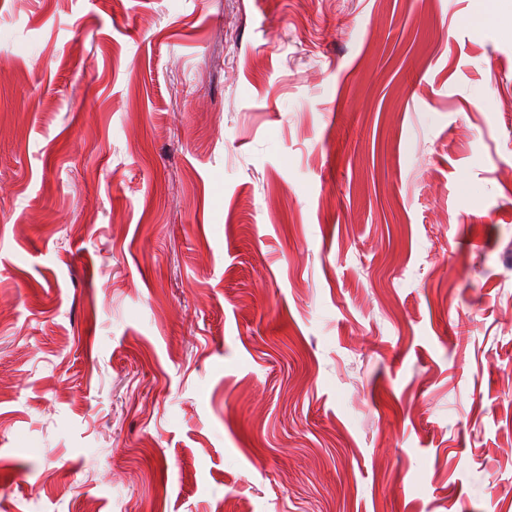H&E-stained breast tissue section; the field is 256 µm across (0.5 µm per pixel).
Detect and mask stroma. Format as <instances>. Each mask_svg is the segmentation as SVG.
<instances>
[{
  "mask_svg": "<svg viewBox=\"0 0 512 512\" xmlns=\"http://www.w3.org/2000/svg\"><path fill=\"white\" fill-rule=\"evenodd\" d=\"M0 0V512H512V12Z\"/></svg>",
  "mask_w": 512,
  "mask_h": 512,
  "instance_id": "stroma-1",
  "label": "stroma"
}]
</instances>
